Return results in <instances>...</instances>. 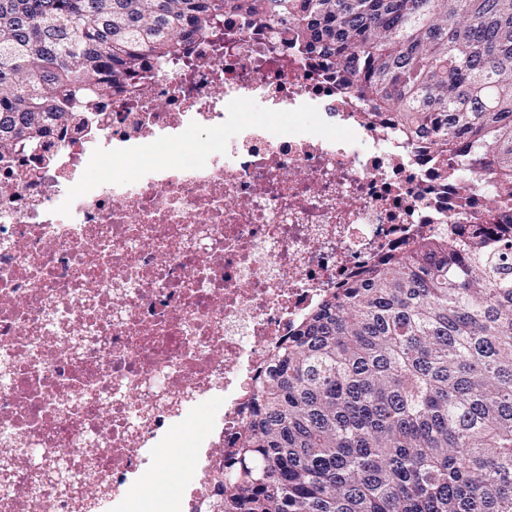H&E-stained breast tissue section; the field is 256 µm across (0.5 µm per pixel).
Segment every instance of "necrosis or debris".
<instances>
[{"label":"necrosis or debris","instance_id":"1","mask_svg":"<svg viewBox=\"0 0 512 512\" xmlns=\"http://www.w3.org/2000/svg\"><path fill=\"white\" fill-rule=\"evenodd\" d=\"M189 134L202 162L161 151ZM108 158L137 177H92ZM511 223L478 157L438 177L320 57L225 14L0 161V512H132L183 421L198 452L168 512H201L254 376L326 296L420 233Z\"/></svg>","mask_w":512,"mask_h":512}]
</instances>
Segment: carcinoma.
<instances>
[{"label": "carcinoma", "instance_id": "cac0c4a2", "mask_svg": "<svg viewBox=\"0 0 512 512\" xmlns=\"http://www.w3.org/2000/svg\"><path fill=\"white\" fill-rule=\"evenodd\" d=\"M239 13L512 201V0H0V160ZM208 512H512V238L424 235L274 349Z\"/></svg>", "mask_w": 512, "mask_h": 512}]
</instances>
